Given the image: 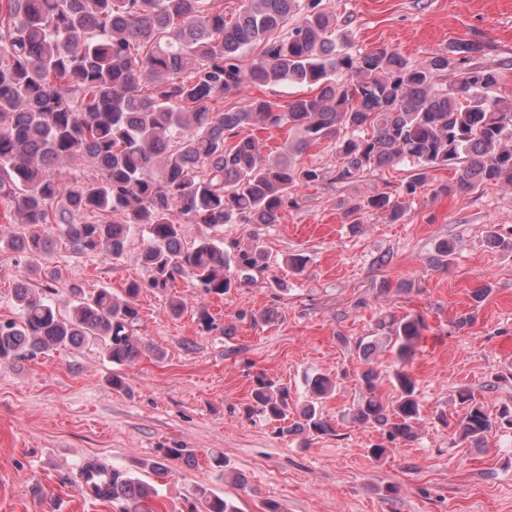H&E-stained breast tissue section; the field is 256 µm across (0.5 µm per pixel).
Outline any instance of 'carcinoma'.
Segmentation results:
<instances>
[{"instance_id": "carcinoma-1", "label": "carcinoma", "mask_w": 512, "mask_h": 512, "mask_svg": "<svg viewBox=\"0 0 512 512\" xmlns=\"http://www.w3.org/2000/svg\"><path fill=\"white\" fill-rule=\"evenodd\" d=\"M346 25L323 0H243L230 21L216 0H7L0 9V200L24 230L0 235L23 263L18 319L0 322V362L90 340L115 366L135 361L143 291L180 277L221 296L236 287L230 259L239 276L268 267L259 239L232 256L220 240L187 244L184 225L278 223L294 192L323 179L320 168L296 162L314 144L335 151L338 181L411 169L396 193L350 205L344 218L351 224L367 212L404 220L427 174L451 165L459 191L512 187V97L496 92L500 72L477 62L485 44L460 40L417 61L385 46L352 53ZM256 45L259 60L244 63ZM450 71L456 76L448 83ZM284 83L306 93L283 104L255 96L235 110L213 106L248 87ZM281 128L293 139L272 158L253 131ZM62 164L87 174L70 176ZM135 231L146 236V278L122 293L105 287L88 295L73 284L63 315L50 299L52 283L30 288L55 239L118 260ZM485 244L512 251V237L494 226ZM425 328L420 317L384 316L374 339L356 347L389 345L402 362ZM389 380L398 396L386 407L375 396L380 372L359 374L363 397L352 421L380 429L387 443L408 441L420 422L417 382L402 369ZM309 387L296 426L326 435L332 427L319 405L336 383L320 375ZM252 401L266 419L288 420V387L259 379ZM454 401L464 415L452 423L442 413L438 421L460 441L479 448L491 431L512 429V404L492 415L467 389ZM187 457L183 448H166L150 468L164 472L167 460ZM155 495L153 485L112 469L109 498L125 501L128 512H149ZM204 512L238 510L215 495L205 498Z\"/></svg>"}]
</instances>
